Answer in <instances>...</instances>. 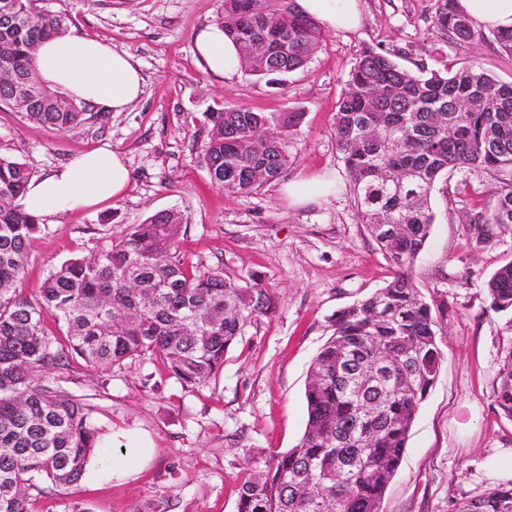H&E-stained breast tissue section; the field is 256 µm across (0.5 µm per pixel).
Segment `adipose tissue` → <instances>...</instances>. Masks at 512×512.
<instances>
[{
    "instance_id": "adipose-tissue-1",
    "label": "adipose tissue",
    "mask_w": 512,
    "mask_h": 512,
    "mask_svg": "<svg viewBox=\"0 0 512 512\" xmlns=\"http://www.w3.org/2000/svg\"><path fill=\"white\" fill-rule=\"evenodd\" d=\"M303 12L327 29H359L361 0H299ZM457 8L481 29H512V0H457ZM196 51L211 74L234 76L241 61L222 28L208 26L195 37ZM41 79L72 98L108 112L127 110L143 92L144 77L132 55L110 44L66 33L45 41L35 61ZM123 158L103 146L31 179L22 199L41 218L119 199L129 181Z\"/></svg>"
}]
</instances>
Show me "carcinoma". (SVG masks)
<instances>
[{
	"label": "carcinoma",
	"instance_id": "carcinoma-1",
	"mask_svg": "<svg viewBox=\"0 0 512 512\" xmlns=\"http://www.w3.org/2000/svg\"><path fill=\"white\" fill-rule=\"evenodd\" d=\"M435 0L442 33L479 43L482 32L455 6ZM218 25L251 61L250 72L281 83L305 67L322 26L298 0H224ZM68 31L66 17L40 0H0V105L16 106V80L36 87L20 113L57 131L79 125L85 104L45 84L34 67L43 40ZM302 113L242 105L206 114L203 162L211 180L254 194L288 167V138ZM279 127L283 138L259 146ZM334 139L354 202L393 279L342 309L314 358L305 389L307 424L296 447L251 464L236 512H380L409 431L440 369L447 308L426 301L412 268L430 237L431 195L454 169L490 174L489 206L466 230L477 247L512 224V82L472 67L414 73L390 53L365 48L336 104ZM34 177L27 162L0 154V512H32L29 491L79 481L98 428L91 405L61 391L51 367L74 361L95 371L150 353L185 389L216 382L224 357L271 298L257 282L199 270L181 254L183 216L157 212L97 254L54 268L36 303L16 294L39 219L19 204ZM491 307L512 312V261L488 281ZM61 326L50 337L45 318ZM512 421V350L494 392ZM459 512H512V487L499 486Z\"/></svg>",
	"mask_w": 512,
	"mask_h": 512
}]
</instances>
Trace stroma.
Masks as SVG:
<instances>
[{"label":"stroma","instance_id":"stroma-1","mask_svg":"<svg viewBox=\"0 0 512 512\" xmlns=\"http://www.w3.org/2000/svg\"><path fill=\"white\" fill-rule=\"evenodd\" d=\"M44 4L67 16L69 31L130 53L145 86L126 111L90 109L89 120L66 132L0 108V152L36 174L105 143L130 171L122 198L42 218L20 290L36 299L64 261L97 253L130 225L175 209L184 217L187 263L256 280L272 307L229 350L213 389H183L150 355L107 377L79 364L53 369L66 391L95 406L105 473L34 494L33 512H236L248 460L283 454L304 433L307 376L332 333V315L394 272L366 232L334 140L336 103L361 51L381 48L414 72L474 66L504 82L512 81V56L490 36L474 45L442 35L431 21L433 0H364L362 27L325 30L309 63L278 86L244 69L218 77L200 64L195 34L215 24L224 0ZM225 104L303 115L288 141V168L251 195L219 188L203 163L205 114ZM325 177L335 180V195L294 205L282 191ZM489 197L488 176L466 169L449 172L433 193L436 220L413 280L427 300L448 307L443 358L381 512H453L454 502L512 481V421L494 401L512 349V314L491 309L487 288L512 260V224L484 248L465 228L475 201Z\"/></svg>","mask_w":512,"mask_h":512}]
</instances>
